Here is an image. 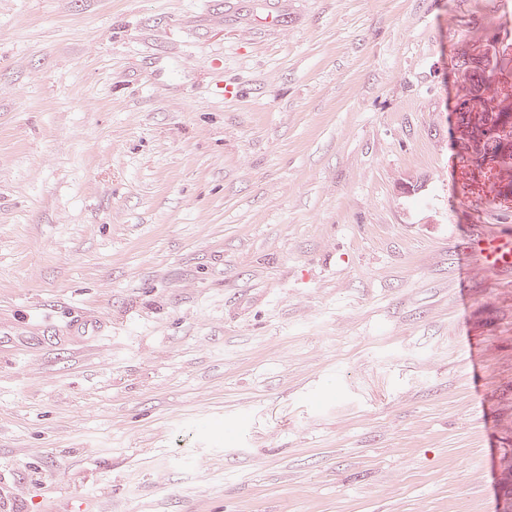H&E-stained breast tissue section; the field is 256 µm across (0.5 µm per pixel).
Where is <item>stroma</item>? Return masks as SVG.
Listing matches in <instances>:
<instances>
[{"mask_svg":"<svg viewBox=\"0 0 512 512\" xmlns=\"http://www.w3.org/2000/svg\"><path fill=\"white\" fill-rule=\"evenodd\" d=\"M486 44L512 0H0V512H512ZM511 69L512 60H501L493 67H488L484 62H477L464 72L465 82L467 84L465 93L461 97L463 102L458 104L456 109V129H462L467 134H476L484 141L483 151L468 153L469 139L463 140L460 144V150L457 152L459 161L469 165L470 163L479 164L480 160L487 159V151L492 150L497 155V163L501 167L512 170V148L508 152L498 154L499 145L497 139L501 127H510L512 134V112H507L499 108L495 103L497 85L500 83L499 75L502 72ZM483 96V106L480 110L474 111L467 105L468 96ZM481 98H474L468 101V105L480 108ZM471 252L476 254L482 265L499 275L512 271V234L487 232L473 238Z\"/></svg>","mask_w":512,"mask_h":512,"instance_id":"1","label":"stroma"}]
</instances>
